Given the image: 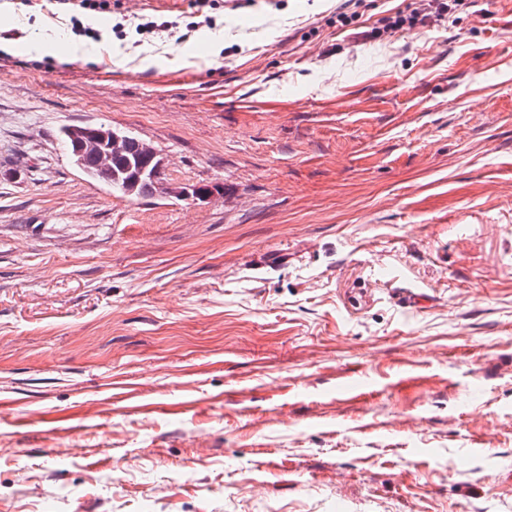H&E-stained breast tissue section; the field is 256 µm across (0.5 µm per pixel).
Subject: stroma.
I'll return each mask as SVG.
<instances>
[{"label":"stroma","mask_w":512,"mask_h":512,"mask_svg":"<svg viewBox=\"0 0 512 512\" xmlns=\"http://www.w3.org/2000/svg\"><path fill=\"white\" fill-rule=\"evenodd\" d=\"M336 5L11 0L0 512H512V0L375 41ZM86 123L219 193L113 191Z\"/></svg>","instance_id":"1"}]
</instances>
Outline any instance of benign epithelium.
Masks as SVG:
<instances>
[{"label": "benign epithelium", "instance_id": "7a95c632", "mask_svg": "<svg viewBox=\"0 0 512 512\" xmlns=\"http://www.w3.org/2000/svg\"><path fill=\"white\" fill-rule=\"evenodd\" d=\"M124 141L111 128L104 125L90 124L78 127L70 132V158L73 163L86 175H93L109 187L118 183V178L112 176V154L122 152ZM95 162V171L86 169L83 162L86 158ZM144 191L152 196L186 198L190 192L168 182L163 167L153 170L144 182Z\"/></svg>", "mask_w": 512, "mask_h": 512}]
</instances>
